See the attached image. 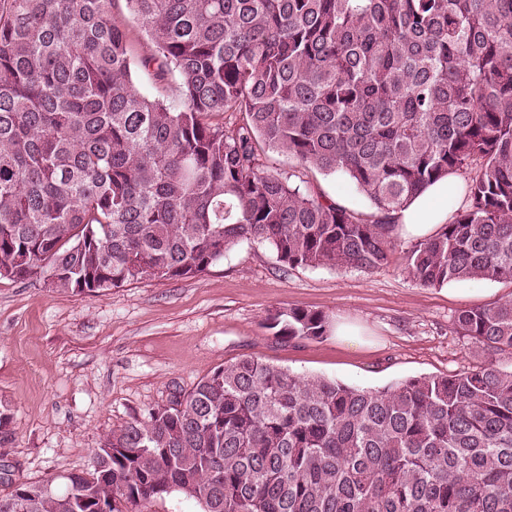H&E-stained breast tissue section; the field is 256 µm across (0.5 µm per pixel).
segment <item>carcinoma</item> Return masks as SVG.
I'll use <instances>...</instances> for the list:
<instances>
[{
	"instance_id": "carcinoma-1",
	"label": "carcinoma",
	"mask_w": 512,
	"mask_h": 512,
	"mask_svg": "<svg viewBox=\"0 0 512 512\" xmlns=\"http://www.w3.org/2000/svg\"><path fill=\"white\" fill-rule=\"evenodd\" d=\"M0 0V278L80 294L204 273L241 241L283 269L371 271L391 214L475 170L405 257L423 287L512 283V0ZM172 100L143 94L135 66ZM227 112L240 115L224 125ZM341 174L364 218L262 154ZM284 342L328 316L269 314ZM475 369L381 390L245 356L106 435L71 482L7 478L0 512H512V299L459 312ZM114 11L119 15H125L129 20L130 29L134 38L135 52L138 55H145L150 53L152 51V45L145 37L142 24L127 14L125 3L123 1L116 2ZM136 84L146 93L156 95L159 91L169 98H174L178 94V78L176 75L169 76L168 80L159 83L152 71L139 69L135 73ZM152 510L153 512H202L203 507L198 501L175 492L165 500L158 501Z\"/></svg>"
}]
</instances>
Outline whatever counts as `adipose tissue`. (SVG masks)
<instances>
[{
	"mask_svg": "<svg viewBox=\"0 0 512 512\" xmlns=\"http://www.w3.org/2000/svg\"><path fill=\"white\" fill-rule=\"evenodd\" d=\"M460 196L461 184L455 177L438 181L407 208L396 213L399 231L409 237L430 236L437 225L447 222L450 216L448 205L458 201Z\"/></svg>",
	"mask_w": 512,
	"mask_h": 512,
	"instance_id": "ef3b65f1",
	"label": "adipose tissue"
}]
</instances>
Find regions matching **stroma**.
<instances>
[{"label":"stroma","mask_w":512,"mask_h":512,"mask_svg":"<svg viewBox=\"0 0 512 512\" xmlns=\"http://www.w3.org/2000/svg\"><path fill=\"white\" fill-rule=\"evenodd\" d=\"M270 169L299 173L311 190L371 215L370 202L344 176L298 171L268 152ZM378 270H283L267 245L242 241L201 275L144 278L118 288L61 293L42 279H0V465L30 481L85 471L112 430L192 389L244 356L344 384L380 389L424 375L453 374L483 360L456 331L460 310L512 297V284L479 279L427 288L403 269L414 238ZM304 308L348 318L362 346L334 333L283 343L269 313Z\"/></svg>","instance_id":"obj_1"}]
</instances>
